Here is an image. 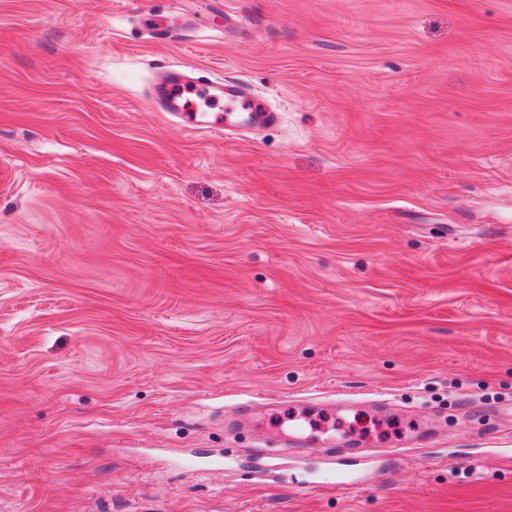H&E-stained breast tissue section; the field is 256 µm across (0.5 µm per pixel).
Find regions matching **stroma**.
I'll use <instances>...</instances> for the list:
<instances>
[{"label":"stroma","instance_id":"stroma-1","mask_svg":"<svg viewBox=\"0 0 512 512\" xmlns=\"http://www.w3.org/2000/svg\"><path fill=\"white\" fill-rule=\"evenodd\" d=\"M0 512H512V0H0ZM174 95L179 101L183 100L184 106L189 109H206L208 110L211 105L219 98L213 97L211 93H207L202 89H194L192 87H180L175 90Z\"/></svg>","mask_w":512,"mask_h":512}]
</instances>
